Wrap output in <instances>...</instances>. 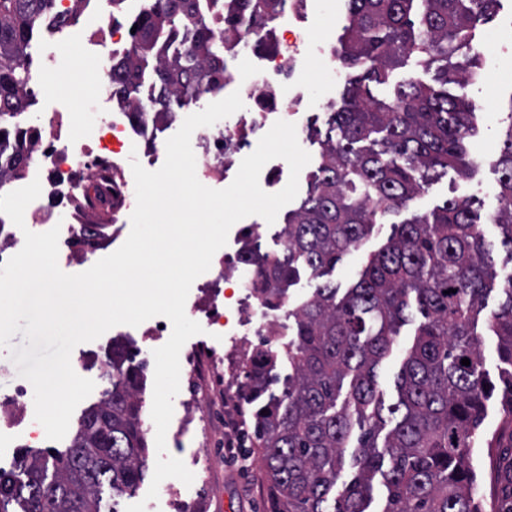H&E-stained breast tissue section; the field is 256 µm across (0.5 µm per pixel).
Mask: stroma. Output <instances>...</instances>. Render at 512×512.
Here are the masks:
<instances>
[{
  "mask_svg": "<svg viewBox=\"0 0 512 512\" xmlns=\"http://www.w3.org/2000/svg\"><path fill=\"white\" fill-rule=\"evenodd\" d=\"M475 43L480 52L479 81L467 87L451 86L450 91L472 101L475 107V133L467 142V150L474 166L469 175L449 173L426 186L401 213L408 219L423 215L441 206L449 198L474 195L481 199V216L493 213L496 207L494 186L499 176L498 161L508 124L512 123V0H502L495 20L477 26ZM66 59L80 67L85 62L83 44L70 41L67 32L42 31L32 47L34 61L46 55ZM354 71L338 68L329 74L320 66L309 65L301 74L297 88L299 110L308 118L311 127H324L332 103L340 102L345 83ZM389 225L375 226L372 234L352 250L335 270L329 281L346 288L355 282L370 257L387 240ZM166 342L162 336H145L141 331H125L116 327L112 335L77 345L78 353L87 358L89 368L85 378L95 383L92 393L78 405L71 417L79 422L88 406L97 403L105 389L104 380L95 366L97 358L109 353L113 344L120 343L136 351L137 362L152 360L153 352ZM258 338L247 336H215L206 332L186 341L182 354L195 350L215 348L224 357V382L233 391H240L239 375L243 354L259 348ZM174 412L166 434V453L181 459L193 472L192 484L174 481L171 492H159L157 499L147 500L151 477H144L135 493L110 499L111 512H126L129 505L144 503L145 512H270L267 492L261 486L258 453L243 454L240 459L214 458L206 455L200 446L202 435H209L215 443H223L224 429L217 425L207 403L188 399L178 393L173 401Z\"/></svg>",
  "mask_w": 512,
  "mask_h": 512,
  "instance_id": "obj_1",
  "label": "stroma"
}]
</instances>
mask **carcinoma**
Here are the masks:
<instances>
[{
	"label": "carcinoma",
	"mask_w": 512,
	"mask_h": 512,
	"mask_svg": "<svg viewBox=\"0 0 512 512\" xmlns=\"http://www.w3.org/2000/svg\"><path fill=\"white\" fill-rule=\"evenodd\" d=\"M184 0H149L131 20L130 50L115 67L118 104L137 112V84L148 64L161 94L163 119L202 94L224 91V63L206 15ZM279 0H248L250 11L271 19ZM349 24L342 61L362 73L348 79L341 106L329 115L319 163L297 208L281 229L283 250L244 244L240 263L262 295L277 307L299 273L320 280L290 313L294 339L285 356L290 373L280 380L279 353L252 354L243 370L261 453L262 479L274 512H367L376 478L386 490L383 512H484L474 496V455L492 452L508 435L501 458V506L512 512V277L494 287L493 250L477 197L449 199L430 214L399 224L389 218L408 207L422 188L450 170L465 173L466 139L474 105L416 79L399 82L383 98L373 88L410 57L445 62L435 81L459 86L479 80L472 31L497 14L501 0H347ZM57 0H0V189L18 177L26 145L15 119L32 105L28 52L36 31L56 20ZM184 40V53L163 46ZM466 50L463 60L454 57ZM499 160L497 209L492 223L512 257V111ZM85 205L97 217L109 210L107 185ZM390 224L386 244L350 287L324 277L375 225ZM452 293H447V290ZM488 312L509 392L501 434L480 432L495 383L485 369L475 319ZM417 321L411 348L395 379L396 399L380 390L378 367L401 328ZM467 358L470 365L461 364ZM109 387L82 419L69 449L26 450L16 470L0 469V512H103V494L136 490L148 446L141 421L140 371L112 349ZM283 382L279 395L269 387ZM268 414H261L262 410ZM355 473L337 482L347 449Z\"/></svg>",
	"instance_id": "cac0c4a2"
}]
</instances>
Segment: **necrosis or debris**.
<instances>
[{"label":"necrosis or debris","mask_w":512,"mask_h":512,"mask_svg":"<svg viewBox=\"0 0 512 512\" xmlns=\"http://www.w3.org/2000/svg\"><path fill=\"white\" fill-rule=\"evenodd\" d=\"M311 2L282 0L276 19L266 22L250 13L244 0H202L225 58L236 63L235 68L227 70L225 83L239 90L242 101L249 105L248 112L234 124L217 123L194 131L191 146L196 158V175L202 184L226 181L229 171L239 167L243 158L255 150L273 124L291 115L297 104L291 91L311 60H318L327 71H335L334 52L321 43L312 48L301 45L292 34L298 26L312 24L316 11ZM124 4V13L106 10L89 16L70 34L71 39L90 46L86 66L100 76L92 112L76 117L68 101L56 93L61 78L82 76L81 71L72 69L66 61L54 60L32 75L33 84L42 91L43 111L28 122L31 132L24 140L29 158L15 185L21 188L37 179L42 191L27 206L24 227L15 226L6 214L0 213V239L5 242L0 248V266L22 249L24 229L45 232L55 227L60 230L59 259L68 261L76 257L84 265L94 264L96 253L91 239L101 233L102 227L89 220L88 210L82 203L88 182L102 173H112L115 182L110 221L129 223L136 195L133 174L126 169L127 161L134 155L141 163L155 165L166 152L170 125H182L185 119L184 113L177 112L171 124L159 123L153 112L158 91L153 87L137 96L138 114L114 109L112 65L130 47V29L125 18L140 13L145 6L144 0H124ZM229 17L236 21L231 31L224 28V21ZM256 39L271 43V50H254L251 43ZM233 276L229 268L210 271L208 306L195 305L187 312L189 318L205 320L216 336L223 335L225 326L224 301L219 289ZM237 288V326L247 328L253 336H276L277 322L253 285L241 281ZM180 378L200 395H208L210 389L224 383L220 354L211 348L187 359ZM11 389V395L0 405V430L16 440L38 438L34 396L28 382L14 380Z\"/></svg>","instance_id":"obj_1"}]
</instances>
